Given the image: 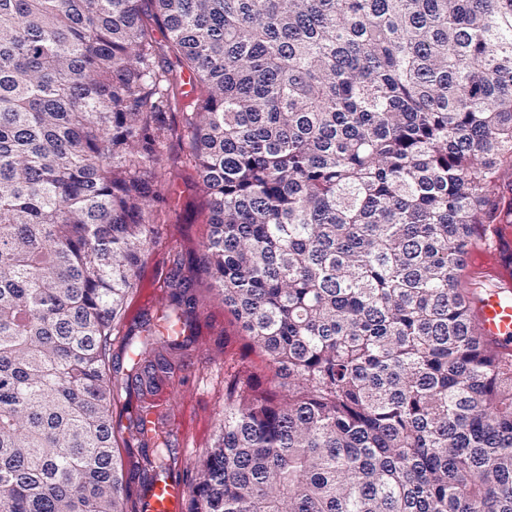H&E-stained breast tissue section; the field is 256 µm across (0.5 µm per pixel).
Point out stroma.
<instances>
[{
	"label": "stroma",
	"instance_id": "stroma-1",
	"mask_svg": "<svg viewBox=\"0 0 512 512\" xmlns=\"http://www.w3.org/2000/svg\"><path fill=\"white\" fill-rule=\"evenodd\" d=\"M169 182L168 204L159 215L156 244L145 257L141 285L129 295L127 315L150 309L151 297L163 285L174 256H182V272L198 275V250L208 233V209L194 187V162L186 147L170 140L162 148ZM199 331L195 342L172 359L164 386L181 413L171 423L178 448V467L184 485H191L195 466L214 442L224 409V386L230 376L262 368L261 358L245 349L240 326L223 303L207 288H200Z\"/></svg>",
	"mask_w": 512,
	"mask_h": 512
}]
</instances>
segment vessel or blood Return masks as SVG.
I'll list each match as a JSON object with an SVG mask.
<instances>
[{
  "label": "vessel or blood",
  "instance_id": "vessel-or-blood-1",
  "mask_svg": "<svg viewBox=\"0 0 512 512\" xmlns=\"http://www.w3.org/2000/svg\"><path fill=\"white\" fill-rule=\"evenodd\" d=\"M487 261L476 263V312L482 335L512 349V226L492 228ZM185 496L183 486L167 477L156 480L142 495L143 512H180Z\"/></svg>",
  "mask_w": 512,
  "mask_h": 512
}]
</instances>
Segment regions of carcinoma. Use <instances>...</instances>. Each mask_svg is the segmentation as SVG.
<instances>
[{
	"mask_svg": "<svg viewBox=\"0 0 512 512\" xmlns=\"http://www.w3.org/2000/svg\"><path fill=\"white\" fill-rule=\"evenodd\" d=\"M174 138L265 368L182 512H512V353L462 275L512 224V0H0L3 512H141L120 447L179 477L147 424L197 336L181 258L179 330L112 354Z\"/></svg>",
	"mask_w": 512,
	"mask_h": 512,
	"instance_id": "obj_1",
	"label": "carcinoma"
}]
</instances>
